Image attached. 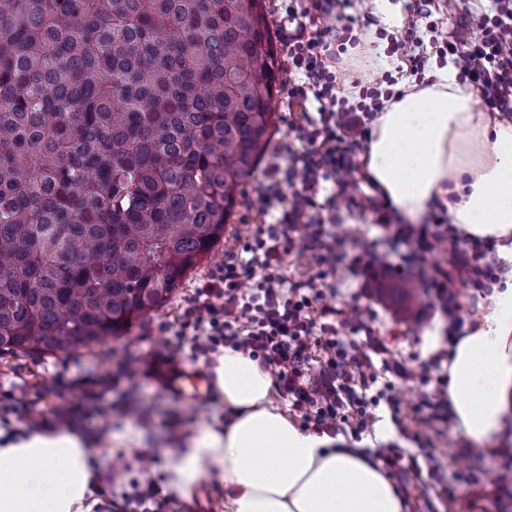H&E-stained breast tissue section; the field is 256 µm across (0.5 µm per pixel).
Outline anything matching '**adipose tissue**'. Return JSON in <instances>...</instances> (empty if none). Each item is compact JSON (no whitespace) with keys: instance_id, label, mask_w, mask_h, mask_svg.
Returning <instances> with one entry per match:
<instances>
[{"instance_id":"obj_1","label":"adipose tissue","mask_w":512,"mask_h":512,"mask_svg":"<svg viewBox=\"0 0 512 512\" xmlns=\"http://www.w3.org/2000/svg\"><path fill=\"white\" fill-rule=\"evenodd\" d=\"M364 170L382 201L411 222L448 207L455 229L496 241L512 263V122L477 111L454 66L408 85L371 122ZM223 430L175 449L169 489L224 483L225 512H405L378 460L302 429L274 405L272 378L225 348L213 368ZM448 411L473 447L512 441V274L494 284L448 354ZM94 460L78 436L34 434L0 445V512H92Z\"/></svg>"}]
</instances>
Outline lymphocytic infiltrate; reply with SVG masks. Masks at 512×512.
Returning a JSON list of instances; mask_svg holds the SVG:
<instances>
[{
  "label": "lymphocytic infiltrate",
  "mask_w": 512,
  "mask_h": 512,
  "mask_svg": "<svg viewBox=\"0 0 512 512\" xmlns=\"http://www.w3.org/2000/svg\"><path fill=\"white\" fill-rule=\"evenodd\" d=\"M302 0H288L286 13L293 28L288 47V96L301 106L290 116L287 143L277 148L269 166L259 213L266 222L255 235L236 243L195 289L171 328L170 354L210 361L230 346L243 350L271 368L280 396L305 424L331 435L363 432L373 426L368 391L379 379L373 357L385 353L373 328L374 308L342 309L326 303L348 277L382 266L377 240L362 237L355 252L330 242L324 213H335L337 199L357 204L358 184L351 175L364 147V119L392 99L391 90L372 87L369 103L353 106L337 101L333 89V41H353L347 11L355 0H326L325 27L309 31V13ZM492 13L463 11L474 29L473 42L449 44L461 75L480 89L492 106L512 112V0H493ZM315 110H307L309 102ZM375 221L395 225L394 238L407 246L405 272L429 298L441 302L448 327L460 329L458 306L448 283L459 278L481 294H489L508 265L491 266L486 255L491 241L447 235L428 224H396L384 207L374 208ZM302 241L313 264L309 272L288 278L282 254ZM444 250L448 267L425 268V254Z\"/></svg>",
  "instance_id": "1"
}]
</instances>
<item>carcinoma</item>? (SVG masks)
<instances>
[{
  "mask_svg": "<svg viewBox=\"0 0 512 512\" xmlns=\"http://www.w3.org/2000/svg\"><path fill=\"white\" fill-rule=\"evenodd\" d=\"M265 0H0V356L124 336L224 238L274 126Z\"/></svg>",
  "mask_w": 512,
  "mask_h": 512,
  "instance_id": "cac0c4a2",
  "label": "carcinoma"
}]
</instances>
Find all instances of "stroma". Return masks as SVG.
<instances>
[{
	"label": "stroma",
	"instance_id": "stroma-1",
	"mask_svg": "<svg viewBox=\"0 0 512 512\" xmlns=\"http://www.w3.org/2000/svg\"><path fill=\"white\" fill-rule=\"evenodd\" d=\"M389 3L396 14L394 25L383 23L376 0H366L364 9L353 12L354 27L360 43L369 44L384 56L385 71L396 83L420 85L432 80L436 67L442 64L440 52L445 42L473 35L472 29L460 26L454 0H389ZM412 21L417 24L413 31L408 28ZM414 39L419 42V54L427 61L420 74L412 73L402 51ZM271 160L270 153L263 155L254 182L246 186L224 238L212 255L180 280L166 305L150 313L128 335L105 345L68 353L43 357L0 356V401L35 389L62 368L111 380L110 390L102 397L103 402L117 406L109 424L73 428L74 434L94 448L100 476L114 478L111 497L100 498L95 512H110L111 502L122 501L124 496L132 494L143 470H150L157 482H164L173 464L170 449L184 445L201 428L223 427L224 400L218 389H211L203 401L188 403L172 396L161 383L159 373L169 363L165 328L175 324L194 289L223 261L236 237H248L258 227L259 199ZM372 220L371 212L360 211L341 200L337 203L333 230L350 248L357 237L383 235V228L373 226ZM381 249L388 252L391 265L383 283L354 285L352 293L335 297V304L343 308L357 304L376 309L380 323L375 334L390 350L405 356L416 355L423 362L435 354H447L448 322L440 308L430 306L421 293L403 298L391 291L403 276L398 265L405 246L390 241L382 243ZM130 359L137 362V374L131 381L117 374ZM446 391L447 370L441 362L432 366L427 383L396 379L394 394L398 413H391L386 404H379L375 409L378 421L373 433L359 440L344 436L345 446L373 449L382 444L399 452L413 453L417 466H406L390 475L406 498L408 512H512V479L504 478L501 470L506 454L473 456L453 424L434 436L433 448H420L412 442L415 407L426 401L443 402ZM129 426L139 433L137 441L132 443L121 438ZM432 455L442 462V469H432L428 462ZM171 499L174 512H224V484L207 476L188 493L172 494Z\"/></svg>",
	"mask_w": 512,
	"mask_h": 512
}]
</instances>
